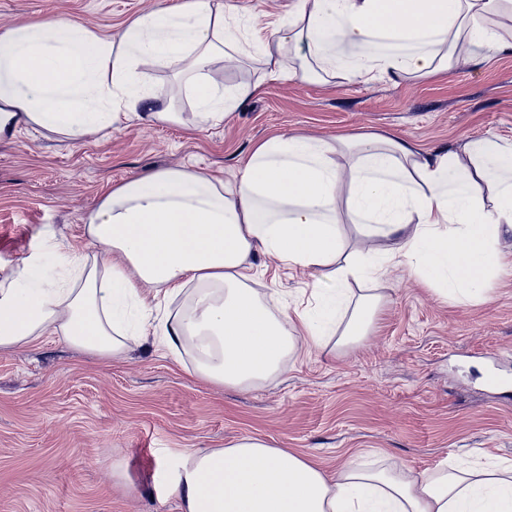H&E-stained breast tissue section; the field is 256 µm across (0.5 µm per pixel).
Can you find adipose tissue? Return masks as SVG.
Segmentation results:
<instances>
[{
    "mask_svg": "<svg viewBox=\"0 0 512 512\" xmlns=\"http://www.w3.org/2000/svg\"><path fill=\"white\" fill-rule=\"evenodd\" d=\"M502 3L297 0L262 40L222 0H176L112 37L63 18L21 23L0 30V140L34 128L79 141L123 118L180 122L177 99L146 83L149 66L181 78L200 127L223 123L268 77L427 79L452 69L463 45L512 52L487 24ZM221 58L260 61L261 75L219 84L210 70ZM345 222L386 240L381 257L349 250ZM87 228L101 265L34 255L0 283V350L56 335L117 359L151 313L158 349L190 354L199 380L250 390L276 380L299 347L368 336L384 297L354 287L387 266L459 298L504 273L497 244L512 235V144L484 137L424 152L395 133L274 135L228 179L166 166L129 177ZM260 252L315 272L314 308L269 307L249 285ZM192 283L187 310L161 313ZM172 492L181 512H512V464L413 475L348 463L331 481L304 456L245 437L188 452Z\"/></svg>",
    "mask_w": 512,
    "mask_h": 512,
    "instance_id": "ef3b65f1",
    "label": "adipose tissue"
}]
</instances>
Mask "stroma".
<instances>
[{"instance_id": "35a3bbf8", "label": "stroma", "mask_w": 512, "mask_h": 512, "mask_svg": "<svg viewBox=\"0 0 512 512\" xmlns=\"http://www.w3.org/2000/svg\"><path fill=\"white\" fill-rule=\"evenodd\" d=\"M174 0H0V28L70 18L108 36ZM297 0H224L268 36ZM378 131L423 151L488 136L512 144V54L460 50L448 72L397 83L267 82L222 124L116 123L81 141L42 130L0 142V281L34 254L99 253L87 233L104 193L133 174L184 166L230 175L276 134ZM253 288L270 307L306 308L311 271L255 257ZM373 334L325 354L304 351L278 379L239 391L205 384L188 355L144 337L111 362L57 336L0 352V512H180L168 485L183 456L244 437L300 453L333 476L348 461L417 473L443 463H512V273L482 297L388 269ZM497 367L505 387L484 385Z\"/></svg>"}]
</instances>
